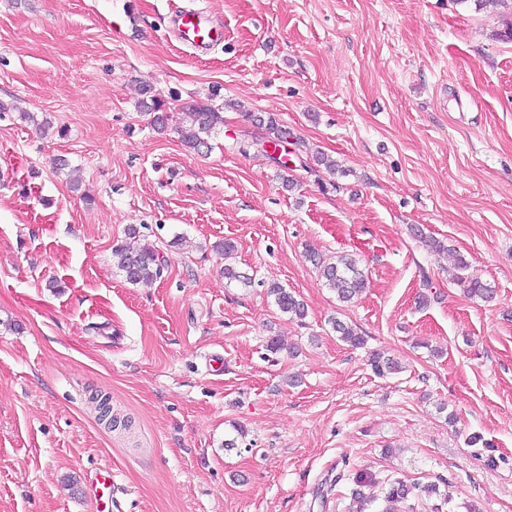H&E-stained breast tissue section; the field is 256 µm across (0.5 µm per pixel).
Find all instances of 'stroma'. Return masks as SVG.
I'll return each instance as SVG.
<instances>
[{
	"mask_svg": "<svg viewBox=\"0 0 512 512\" xmlns=\"http://www.w3.org/2000/svg\"><path fill=\"white\" fill-rule=\"evenodd\" d=\"M189 6L224 27L201 57L169 30ZM506 12L0 0V512H97L105 468L112 512H382L399 482L403 512H512ZM145 86L222 110L208 156L151 128ZM249 112L275 114L342 173L294 157L285 188ZM131 224L167 261L149 284L112 264ZM226 240L228 258L214 249ZM311 247L358 260L370 283L354 302L323 286ZM460 257L493 302L455 284ZM228 264L251 285L227 282ZM271 282L304 300V322ZM335 318L365 346L340 341ZM273 336L284 350H268ZM374 351L401 372L375 375ZM267 294L273 298L280 312L288 314L290 319L300 322L305 319L307 315L306 304L303 300L298 299L295 294L289 292L287 288L274 283L268 286Z\"/></svg>",
	"mask_w": 512,
	"mask_h": 512,
	"instance_id": "stroma-1",
	"label": "stroma"
}]
</instances>
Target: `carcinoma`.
<instances>
[{
  "instance_id": "cac0c4a2",
  "label": "carcinoma",
  "mask_w": 512,
  "mask_h": 512,
  "mask_svg": "<svg viewBox=\"0 0 512 512\" xmlns=\"http://www.w3.org/2000/svg\"><path fill=\"white\" fill-rule=\"evenodd\" d=\"M139 101L143 111L152 114L151 122L155 130L163 132L168 128L171 115L169 101H178L172 95L165 99L148 86L141 90ZM182 110L190 118V122L176 128L181 144L185 149L197 154L209 148L208 138L224 125V116L210 104L202 101L186 102ZM248 121L263 130L262 141L277 144L291 135L290 129L281 124L274 114H249ZM142 234L135 225L125 231V238L112 245V256L118 270L130 284H139L156 280L162 276L166 259L151 244L141 241ZM309 261L318 270L325 286L336 293L341 302H349L359 295L368 285L367 275L358 267L356 259L344 254L336 257L333 262L325 261L314 250H307ZM459 274L455 281L469 296L478 297L489 302L494 297V290L478 276L468 273L469 264L461 259L458 264ZM268 296L273 298L280 312L292 320L301 321L307 315L306 304L295 294L282 285L274 283L267 288ZM333 329L339 334L340 340L352 348L365 345V337L358 329L338 320H333ZM369 362L372 370L379 376L397 371L395 362L383 353L374 351Z\"/></svg>"
}]
</instances>
